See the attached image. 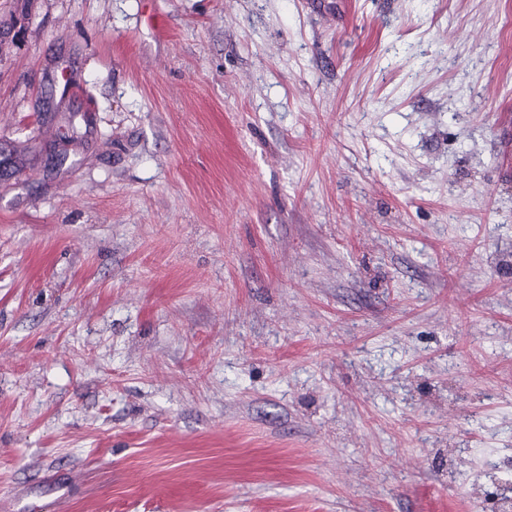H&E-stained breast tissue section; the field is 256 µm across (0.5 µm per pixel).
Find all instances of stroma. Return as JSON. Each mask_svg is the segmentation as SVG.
Listing matches in <instances>:
<instances>
[{
    "label": "stroma",
    "mask_w": 512,
    "mask_h": 512,
    "mask_svg": "<svg viewBox=\"0 0 512 512\" xmlns=\"http://www.w3.org/2000/svg\"><path fill=\"white\" fill-rule=\"evenodd\" d=\"M0 512H497L512 0H0Z\"/></svg>",
    "instance_id": "stroma-1"
}]
</instances>
